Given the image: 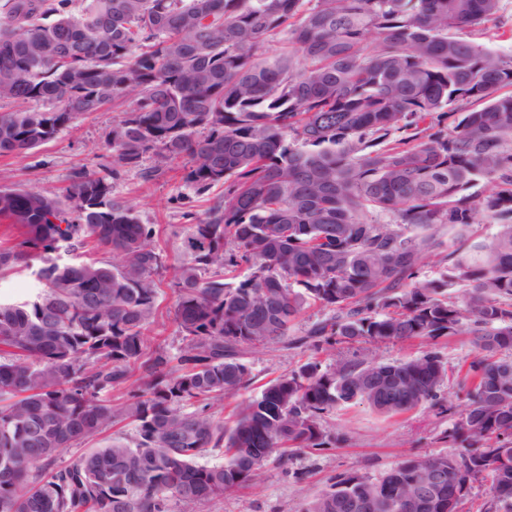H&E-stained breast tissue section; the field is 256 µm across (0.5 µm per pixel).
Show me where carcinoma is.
<instances>
[{"instance_id": "cac0c4a2", "label": "carcinoma", "mask_w": 512, "mask_h": 512, "mask_svg": "<svg viewBox=\"0 0 512 512\" xmlns=\"http://www.w3.org/2000/svg\"><path fill=\"white\" fill-rule=\"evenodd\" d=\"M0 9V104L20 105L0 112V156L129 104L109 163L75 173L63 195L0 186V220L24 230L0 247V274L31 269L40 285L32 300L0 301V512H194L255 484L271 460L336 447L328 418L356 401L386 417L450 413L434 345L460 333L477 356L443 432L458 451L343 476L306 512H460L479 480L484 512H512V59L467 38L502 0ZM274 39L282 49L264 56ZM150 153L184 161L199 194L224 187L187 226V262H171L155 225L112 193L117 168ZM481 179L490 191L470 192ZM90 243L115 260L56 256ZM433 256L446 270L430 278ZM167 272L173 352L148 336ZM313 306L329 316L296 333ZM411 340L432 348L395 362L370 349ZM338 345L352 356L312 357L257 390L244 361ZM120 424L131 438L58 462ZM407 493L421 507L402 506Z\"/></svg>"}]
</instances>
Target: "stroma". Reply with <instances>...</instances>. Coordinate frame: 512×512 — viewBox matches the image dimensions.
Wrapping results in <instances>:
<instances>
[{
  "mask_svg": "<svg viewBox=\"0 0 512 512\" xmlns=\"http://www.w3.org/2000/svg\"><path fill=\"white\" fill-rule=\"evenodd\" d=\"M476 43L512 57V0H502L498 19L472 34ZM118 116L110 108L78 119L55 139L22 158L0 157V181L26 189L57 193L67 187L74 171L95 169L106 163L104 144ZM113 191L135 208L142 223L156 225L159 242L171 258L187 260L183 241L189 217L205 218L220 199L216 186L195 194L180 179L177 163L147 156L140 166L126 167L114 177ZM308 349L293 351L253 350L245 360L257 383L307 361ZM333 424L348 441L321 456L307 452L295 455L287 466L268 464L260 482L224 500L207 504L204 512H304L308 502L325 491L333 477L346 473L375 478L390 469L405 453L438 455L450 453L442 433L447 415L429 407L396 418H385L366 404L355 403L337 410ZM306 472L296 481L294 472Z\"/></svg>",
  "mask_w": 512,
  "mask_h": 512,
  "instance_id": "1",
  "label": "stroma"
}]
</instances>
